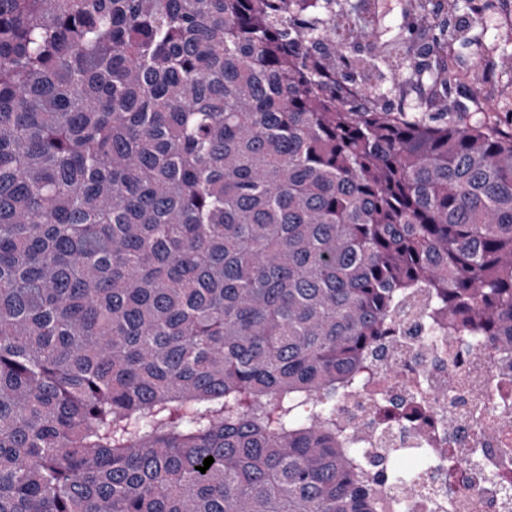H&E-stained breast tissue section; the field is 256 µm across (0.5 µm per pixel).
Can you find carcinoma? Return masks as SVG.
Wrapping results in <instances>:
<instances>
[{
	"mask_svg": "<svg viewBox=\"0 0 512 512\" xmlns=\"http://www.w3.org/2000/svg\"><path fill=\"white\" fill-rule=\"evenodd\" d=\"M348 56L379 0H0V512H376L379 487L512 486V126L448 108L478 21ZM378 108L381 66L422 75ZM417 306L507 355L487 443L336 415ZM430 426L429 391L387 368ZM206 472L196 470L207 457Z\"/></svg>",
	"mask_w": 512,
	"mask_h": 512,
	"instance_id": "obj_1",
	"label": "carcinoma"
}]
</instances>
